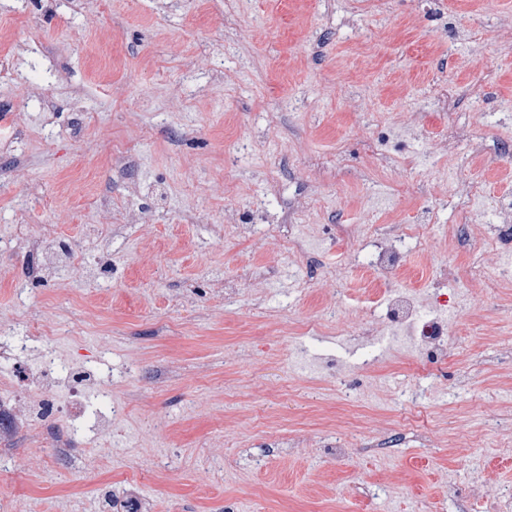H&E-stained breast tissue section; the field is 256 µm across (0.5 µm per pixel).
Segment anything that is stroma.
<instances>
[{
	"instance_id": "obj_1",
	"label": "stroma",
	"mask_w": 512,
	"mask_h": 512,
	"mask_svg": "<svg viewBox=\"0 0 512 512\" xmlns=\"http://www.w3.org/2000/svg\"><path fill=\"white\" fill-rule=\"evenodd\" d=\"M511 211L512 0H0V336L125 408L80 470L10 436L0 505L512 512ZM413 224L442 365L364 310ZM422 239L423 236L402 229L383 237H372L365 246L369 269L387 283L397 281L403 274L401 251L411 248L413 240L421 244Z\"/></svg>"
}]
</instances>
